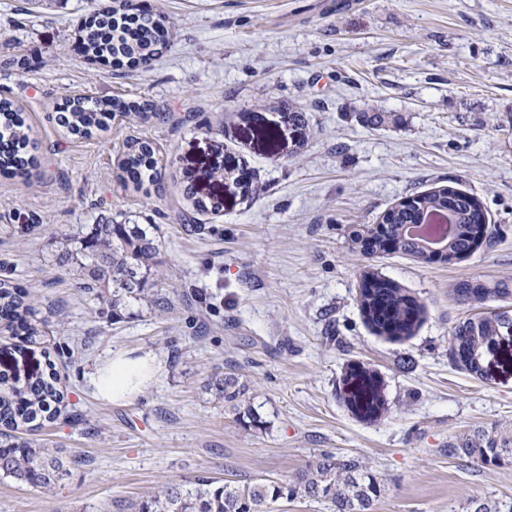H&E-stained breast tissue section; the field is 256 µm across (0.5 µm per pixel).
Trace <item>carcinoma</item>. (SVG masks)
<instances>
[{"instance_id": "carcinoma-1", "label": "carcinoma", "mask_w": 512, "mask_h": 512, "mask_svg": "<svg viewBox=\"0 0 512 512\" xmlns=\"http://www.w3.org/2000/svg\"><path fill=\"white\" fill-rule=\"evenodd\" d=\"M166 16L150 9L135 8L129 0H113L111 8L98 11L81 23L83 53L90 59L138 58L140 64L155 60L153 47L163 37ZM138 107L120 97L92 103L75 97L62 109L59 125L72 135L88 137L106 125L114 112H130ZM22 109L10 98L0 94V138L10 144V150L0 152V167L20 173L35 164L29 153L30 137ZM153 147L142 142L129 152L123 168L133 182L143 181L142 169L151 167ZM478 203L461 190L438 191L417 195L409 205L400 204L383 215L375 232L356 234V240L370 254L394 250L416 260L425 246L418 238L406 234L410 224H424L437 212H447L455 223L447 237L449 251L464 257L473 252L480 233ZM159 245L147 229L137 224H93L81 237L79 248L64 253L59 262L71 263L80 270L88 289L105 280H112V305L120 306L129 298L150 302L146 288L157 265ZM369 291L360 295V306L368 309L366 318L382 334L390 338L410 335L419 316V306L403 293L397 284L366 273ZM512 294L505 283L492 286L462 282L453 290L459 302L505 298ZM33 314L26 303V293L18 286L0 282V320L18 323ZM512 329L508 312H495L477 320L459 323L451 336L449 358L453 365L478 374L486 342L499 333ZM215 395L228 404L241 428L246 431L266 427L252 406L248 387L240 377L228 374L209 384ZM63 398L57 388V377H38L23 386L9 383L0 376V476L33 488L53 490L63 480L69 465L80 463L74 457L65 460L49 448H39L32 440L22 439L14 432L27 427L38 428V421L56 416L57 404ZM448 456L461 460H476L484 465L500 466L512 463V435L498 430H478L448 442ZM382 495V485L371 474L366 463L356 456L338 457L323 451L305 469L288 480L258 479L238 484L217 485L202 478L188 487L170 483L138 504V512H271V506L281 499L308 498L326 504L332 512H373ZM469 512H512V498L473 500Z\"/></svg>"}]
</instances>
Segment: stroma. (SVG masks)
<instances>
[{
    "instance_id": "obj_1",
    "label": "stroma",
    "mask_w": 512,
    "mask_h": 512,
    "mask_svg": "<svg viewBox=\"0 0 512 512\" xmlns=\"http://www.w3.org/2000/svg\"><path fill=\"white\" fill-rule=\"evenodd\" d=\"M109 0H0V92L24 109L37 165L0 172V280L34 307L36 343L0 328V370L17 384L56 374L59 416L31 439L79 457L51 491L0 477V512H131L168 483L283 480L321 451L363 459L383 484L374 512H467L512 497V464L448 455L454 436L512 429V337L455 368L461 281L512 285V0H147L171 24L150 66L74 51L82 19ZM121 97L89 138L57 122L66 98ZM376 110L389 121L364 124ZM155 148V183L121 169ZM452 187L494 233L454 264L364 255L357 231L402 199ZM216 201L201 211L196 200ZM94 224H153L159 304L112 307L58 265ZM372 271L424 307L391 341L365 321ZM161 368L121 402L90 382L118 352ZM379 383L371 418L350 404L352 367ZM239 375L267 422L244 431L207 388ZM136 146L137 148L131 150V152L126 155L122 166L133 182L141 184L143 181L142 168L149 169V167H152L151 156L154 149L146 142L136 143L135 147Z\"/></svg>"
}]
</instances>
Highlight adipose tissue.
I'll list each match as a JSON object with an SVG mask.
<instances>
[{"label":"adipose tissue","instance_id":"obj_1","mask_svg":"<svg viewBox=\"0 0 512 512\" xmlns=\"http://www.w3.org/2000/svg\"><path fill=\"white\" fill-rule=\"evenodd\" d=\"M161 363L156 355L116 353L91 377L98 396L105 401H124L144 391Z\"/></svg>","mask_w":512,"mask_h":512}]
</instances>
